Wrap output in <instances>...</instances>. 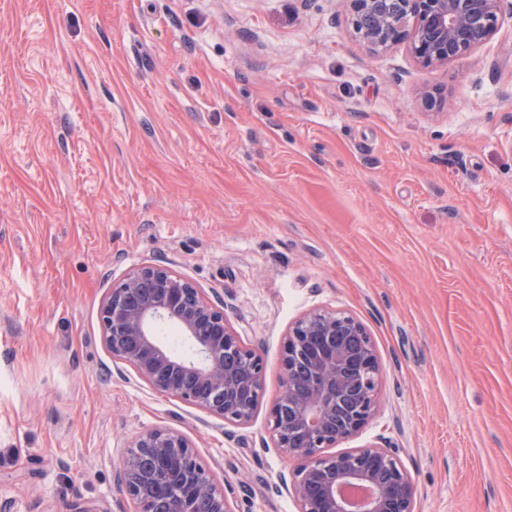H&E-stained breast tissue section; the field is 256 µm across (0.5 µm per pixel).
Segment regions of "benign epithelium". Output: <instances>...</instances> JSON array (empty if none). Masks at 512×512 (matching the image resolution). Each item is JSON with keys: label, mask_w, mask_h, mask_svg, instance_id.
<instances>
[{"label": "benign epithelium", "mask_w": 512, "mask_h": 512, "mask_svg": "<svg viewBox=\"0 0 512 512\" xmlns=\"http://www.w3.org/2000/svg\"><path fill=\"white\" fill-rule=\"evenodd\" d=\"M354 36L373 54L404 45L425 69L460 59L500 28L506 0H340ZM102 341L162 396L247 423L263 388L261 356L188 278L164 264L129 271L106 293ZM191 347L170 350L158 329ZM283 390L269 411L272 445L296 462L284 488L298 512H415L417 487L396 449H326L363 431L377 414L380 366L365 326L350 314L313 309L288 330ZM136 512H233L212 472L182 432L155 427L132 441L118 471Z\"/></svg>", "instance_id": "7a95c632"}]
</instances>
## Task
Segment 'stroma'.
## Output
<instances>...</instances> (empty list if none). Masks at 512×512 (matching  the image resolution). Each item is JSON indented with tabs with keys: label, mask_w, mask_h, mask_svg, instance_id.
I'll list each match as a JSON object with an SVG mask.
<instances>
[{
	"label": "stroma",
	"mask_w": 512,
	"mask_h": 512,
	"mask_svg": "<svg viewBox=\"0 0 512 512\" xmlns=\"http://www.w3.org/2000/svg\"><path fill=\"white\" fill-rule=\"evenodd\" d=\"M148 264L262 355L248 423L105 348V293ZM314 308L378 356L349 447L396 448L416 512H512V16L425 70L368 53L339 0H0V512H135L116 474L158 426L233 512H297L268 418Z\"/></svg>",
	"instance_id": "1"
}]
</instances>
